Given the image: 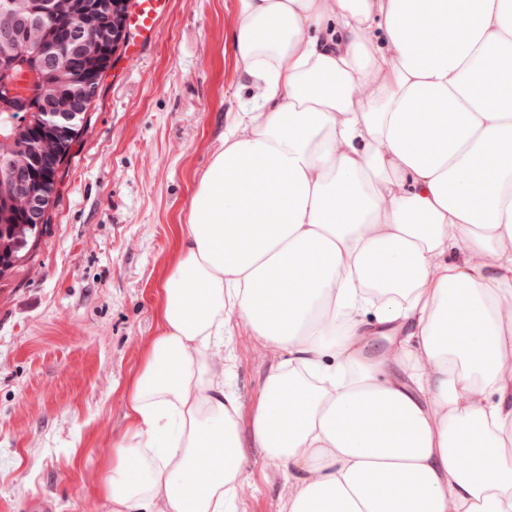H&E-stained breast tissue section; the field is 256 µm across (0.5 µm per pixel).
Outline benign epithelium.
Masks as SVG:
<instances>
[{
  "mask_svg": "<svg viewBox=\"0 0 512 512\" xmlns=\"http://www.w3.org/2000/svg\"><path fill=\"white\" fill-rule=\"evenodd\" d=\"M129 0H0V58L24 40L52 77L37 108L0 136V224H40L51 202L46 173L61 139L88 112L111 53L128 37Z\"/></svg>",
  "mask_w": 512,
  "mask_h": 512,
  "instance_id": "7a95c632",
  "label": "benign epithelium"
}]
</instances>
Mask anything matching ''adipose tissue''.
<instances>
[{"mask_svg": "<svg viewBox=\"0 0 512 512\" xmlns=\"http://www.w3.org/2000/svg\"><path fill=\"white\" fill-rule=\"evenodd\" d=\"M232 48L260 101L159 289L112 512H236L234 318L287 355L252 416L286 512H512V0H240Z\"/></svg>", "mask_w": 512, "mask_h": 512, "instance_id": "obj_1", "label": "adipose tissue"}]
</instances>
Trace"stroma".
<instances>
[{
    "instance_id": "1",
    "label": "stroma",
    "mask_w": 512,
    "mask_h": 512,
    "mask_svg": "<svg viewBox=\"0 0 512 512\" xmlns=\"http://www.w3.org/2000/svg\"><path fill=\"white\" fill-rule=\"evenodd\" d=\"M239 0H170L155 47L117 52L63 169L49 228L0 280V512H111L103 479L158 335V290L179 259L200 178L256 105L230 47ZM231 370L247 462L237 512H284L285 482L251 440L283 352L240 321Z\"/></svg>"
}]
</instances>
